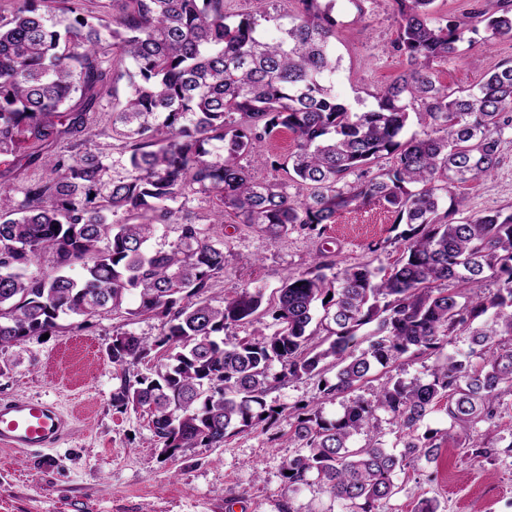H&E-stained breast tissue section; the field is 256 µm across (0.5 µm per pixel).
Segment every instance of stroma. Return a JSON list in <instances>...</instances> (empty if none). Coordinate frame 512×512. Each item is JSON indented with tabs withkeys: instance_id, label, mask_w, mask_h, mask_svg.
<instances>
[{
	"instance_id": "obj_1",
	"label": "stroma",
	"mask_w": 512,
	"mask_h": 512,
	"mask_svg": "<svg viewBox=\"0 0 512 512\" xmlns=\"http://www.w3.org/2000/svg\"><path fill=\"white\" fill-rule=\"evenodd\" d=\"M336 18V90L350 103L372 104V92L407 67L393 48L394 0H367L361 13L351 0H336ZM506 62H512V41L465 43L460 59L441 66L439 79L450 86L475 84ZM501 150L493 177L462 188L461 216L512 206L511 130ZM403 230L395 214L375 202L342 212L318 232L292 226L279 243L255 226L213 225V236L224 241L225 269L208 296L219 300L243 288L272 294L319 256L339 269L368 261L390 266L401 254ZM127 329L153 339L160 324L130 322L121 313L74 317L69 329L45 340L30 337L9 350L0 401L49 399L69 414L70 424L57 447L0 452V512H279L288 500L295 512H328L332 500L318 487L289 494L281 467L297 446L270 441L264 425L217 447L162 456L147 414L112 404L124 380L151 375L158 364L152 355L124 370L113 366V334ZM482 430L493 455L477 463L464 446L442 448L438 463L420 461L398 473L399 491L385 512H414L423 498L437 500L440 512H512V454L505 450L512 436V396Z\"/></svg>"
}]
</instances>
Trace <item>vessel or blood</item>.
<instances>
[{"label": "vessel or blood", "instance_id": "obj_1", "mask_svg": "<svg viewBox=\"0 0 512 512\" xmlns=\"http://www.w3.org/2000/svg\"><path fill=\"white\" fill-rule=\"evenodd\" d=\"M68 421L55 403L24 398L0 403V446L13 449L56 447Z\"/></svg>", "mask_w": 512, "mask_h": 512}]
</instances>
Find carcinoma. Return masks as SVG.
Returning <instances> with one entry per match:
<instances>
[{
  "mask_svg": "<svg viewBox=\"0 0 512 512\" xmlns=\"http://www.w3.org/2000/svg\"><path fill=\"white\" fill-rule=\"evenodd\" d=\"M0 15V154L19 138L40 150L18 162L0 186V353L71 316L125 310L160 322L151 342L131 330L112 338V364L126 368L163 351L154 374L112 394L115 407L143 408L161 453L212 447L288 414L299 445L284 466L288 491L318 484L339 512H379L397 494L395 478L415 460L436 463L445 442L465 433L471 455H491L477 425L492 421L512 395V209L455 218L458 189L492 176L502 136L512 129V64L454 89L438 67L459 55L468 34L512 40V0H481L463 17L435 16L436 0H396L394 48L409 68L359 109L336 93L335 0H252L229 14L224 0H116L112 20L100 0H7ZM277 35H267V25ZM128 91L112 105L121 171L108 175L91 150L93 123L114 64ZM422 132L406 135L411 117ZM284 128L296 149L288 175L307 190L260 180L254 166H276L265 149ZM69 141L68 153L54 147ZM393 165H380L384 158ZM36 166L41 177L27 170ZM371 174L350 182L357 172ZM195 194L222 209L211 224L256 226L275 239L288 225L333 224L350 207L376 201L408 229L388 268L369 263L333 272L317 262L288 276L271 300L243 288L206 297L224 274V241L182 220ZM50 271L28 272L42 255ZM81 266L82 275L68 271ZM493 271L497 288L483 289ZM455 284L450 289L447 283ZM268 317L269 335L224 341V332ZM464 336L458 357L445 345ZM435 356L430 379L390 377L373 398L369 377L407 354ZM316 377L311 402L288 410L267 403L274 384ZM342 400L335 419L322 404ZM442 435L417 434L437 408ZM399 429L357 447L378 414Z\"/></svg>",
  "mask_w": 512,
  "mask_h": 512,
  "instance_id": "cac0c4a2",
  "label": "carcinoma"
}]
</instances>
